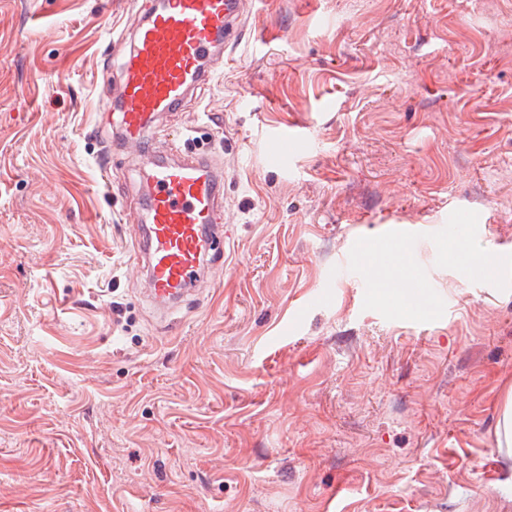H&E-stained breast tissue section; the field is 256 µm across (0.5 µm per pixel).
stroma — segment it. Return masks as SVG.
<instances>
[{
  "mask_svg": "<svg viewBox=\"0 0 512 512\" xmlns=\"http://www.w3.org/2000/svg\"><path fill=\"white\" fill-rule=\"evenodd\" d=\"M154 2L0 0V512H512V0H247L116 148L103 72ZM145 153L224 173L172 323L134 255Z\"/></svg>",
  "mask_w": 512,
  "mask_h": 512,
  "instance_id": "obj_1",
  "label": "stroma"
}]
</instances>
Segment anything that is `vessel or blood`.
I'll list each match as a JSON object with an SVG mask.
<instances>
[{"label":"vessel or blood","instance_id":"b4317fda","mask_svg":"<svg viewBox=\"0 0 512 512\" xmlns=\"http://www.w3.org/2000/svg\"><path fill=\"white\" fill-rule=\"evenodd\" d=\"M243 0H161L134 30L120 64L122 112L119 138L140 141L155 118L173 111L212 74L211 60L238 38ZM145 208L148 259L146 297L171 315L205 268L211 243L205 236L222 200V172L187 156L156 165L149 174Z\"/></svg>","mask_w":512,"mask_h":512}]
</instances>
